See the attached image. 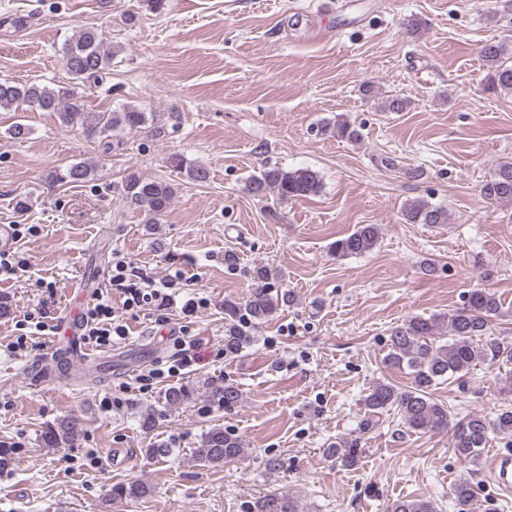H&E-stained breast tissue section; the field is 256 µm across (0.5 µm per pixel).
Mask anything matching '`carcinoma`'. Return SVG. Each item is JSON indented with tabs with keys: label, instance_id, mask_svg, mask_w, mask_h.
<instances>
[{
	"label": "carcinoma",
	"instance_id": "1",
	"mask_svg": "<svg viewBox=\"0 0 512 512\" xmlns=\"http://www.w3.org/2000/svg\"><path fill=\"white\" fill-rule=\"evenodd\" d=\"M114 51L101 30L96 27L81 29L62 47L63 66L72 80L96 82L112 66ZM480 57L488 69L489 84L506 93H512V57L505 47L489 41L482 45ZM26 106L48 112L66 127H77L85 137L99 142L101 152H112V131L137 132L147 124V115L141 109L127 106L120 111L91 112L82 97L68 87L50 88L36 82L0 81V109L18 111ZM336 137L355 142L360 130L353 124L338 120L334 126H325ZM169 165L187 180L205 183L210 178L209 169L192 164L173 154ZM95 168L86 162H77L56 170L50 180L62 185H80L91 181ZM322 181L309 169L289 170L282 167L264 169L252 175L247 182L248 193L265 199L274 193L281 200L302 199L318 194ZM481 193L495 203H512V160L497 164ZM175 188L164 179H144L136 174L126 177L122 198L126 206L142 216V223L150 228L157 224L173 203ZM401 220L405 224L441 226L448 223V210L421 200L404 204ZM379 227L359 224L348 235L337 239L330 246L339 258L363 255L378 244ZM255 282L250 298L244 302L224 300V352L228 356L240 354L251 342L247 328L250 324L271 319L282 306L288 305L290 293L283 291L278 281L264 266L252 271ZM506 316L500 299L485 288H475L465 296L462 306L444 315L414 316L394 327L390 333L387 364L411 376L410 385L397 386L388 381L377 382L364 398V406L371 412L396 410L408 431L427 433L448 429V407L431 397V388L450 379L456 380L469 374L485 362L512 363V345L486 336L493 320ZM449 336L451 341L437 343L436 337ZM213 400L232 410L241 403L243 393L238 385L226 382L211 388ZM80 423L66 417L45 428L41 442L45 448H62L73 444L81 435ZM512 435V408H503L490 420L473 413L453 426V448L466 463L475 464L489 434ZM245 441L216 426L207 431L194 449L197 461L211 466L240 461L247 457ZM151 493L143 482H120L112 486V499L137 500ZM453 495L458 512H472L474 499L472 482L460 478ZM249 512H298L297 502L282 493H272L257 501ZM391 512H438L435 501L428 498L400 500L391 506Z\"/></svg>",
	"mask_w": 512,
	"mask_h": 512
}]
</instances>
